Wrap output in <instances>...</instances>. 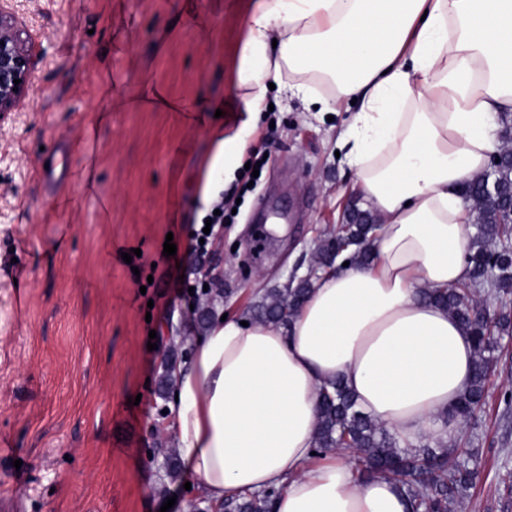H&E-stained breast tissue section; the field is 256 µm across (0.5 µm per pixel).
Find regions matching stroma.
Here are the masks:
<instances>
[{"mask_svg":"<svg viewBox=\"0 0 512 512\" xmlns=\"http://www.w3.org/2000/svg\"><path fill=\"white\" fill-rule=\"evenodd\" d=\"M253 5L25 4L37 84L0 119V498L19 512H159L170 497L169 512H207L156 462L178 451L163 367L189 361L200 310L246 312L263 290L304 277L345 205L362 200L335 156L354 105L327 114L283 84L249 111L257 92L240 60ZM219 133L241 147L227 150L215 190L240 203L200 257L189 240ZM257 151L268 161L250 186ZM176 260L210 273L194 301L170 286ZM501 343L485 408L462 428L480 467L461 512H512V336Z\"/></svg>","mask_w":512,"mask_h":512,"instance_id":"1","label":"stroma"}]
</instances>
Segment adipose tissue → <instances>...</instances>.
Masks as SVG:
<instances>
[{"instance_id":"1","label":"adipose tissue","mask_w":512,"mask_h":512,"mask_svg":"<svg viewBox=\"0 0 512 512\" xmlns=\"http://www.w3.org/2000/svg\"><path fill=\"white\" fill-rule=\"evenodd\" d=\"M248 29L243 82L286 71L308 104L358 100L340 139L380 222L372 263L315 280L288 327L232 311L196 336L170 404L181 476L217 506L275 487L276 512H409L349 455L312 464L317 395L342 379L410 450L460 435L472 345L422 294L468 277L461 191L512 116V0H257Z\"/></svg>"}]
</instances>
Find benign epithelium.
I'll use <instances>...</instances> for the list:
<instances>
[{"label": "benign epithelium", "instance_id": "obj_1", "mask_svg": "<svg viewBox=\"0 0 512 512\" xmlns=\"http://www.w3.org/2000/svg\"><path fill=\"white\" fill-rule=\"evenodd\" d=\"M21 6L23 0H0V119L20 111L35 84L37 59L29 32L18 22Z\"/></svg>", "mask_w": 512, "mask_h": 512}]
</instances>
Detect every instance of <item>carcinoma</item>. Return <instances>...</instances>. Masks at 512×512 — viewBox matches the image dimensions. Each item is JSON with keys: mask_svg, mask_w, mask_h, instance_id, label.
Masks as SVG:
<instances>
[{"mask_svg": "<svg viewBox=\"0 0 512 512\" xmlns=\"http://www.w3.org/2000/svg\"><path fill=\"white\" fill-rule=\"evenodd\" d=\"M476 220V233L466 255L469 281L448 290L425 292V298L453 315L466 330L473 346L474 364L468 389L453 415L465 423L477 418L484 408L487 379L498 362L497 346L483 336V322L477 309L486 301L476 295L475 285L491 282L506 295H512V226L503 223L504 203L512 198V160L503 154L495 181L478 179L465 190ZM376 218L358 208L349 213L347 231L330 237L316 255L320 270L335 265L342 257L364 264L370 259V234ZM313 286L308 275L298 283L287 282L271 288L251 311L253 319L286 327ZM497 335L512 334V313L504 309L492 318ZM342 448H351L369 477H383L400 484L412 512H458L463 493L476 471L479 451L460 439L446 448L428 444L409 451L400 447L390 431L356 408L353 396L339 379L327 382L319 391L318 420L311 451L324 459ZM279 490L268 488L224 501V512H271Z\"/></svg>", "mask_w": 512, "mask_h": 512, "instance_id": "obj_1", "label": "carcinoma"}]
</instances>
